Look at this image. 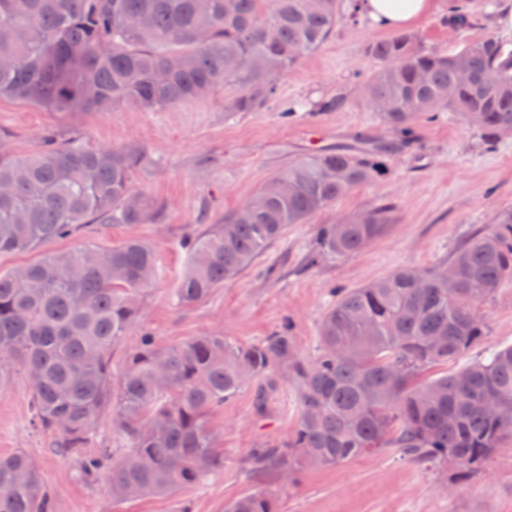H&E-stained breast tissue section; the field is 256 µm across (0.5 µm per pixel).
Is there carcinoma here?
<instances>
[{"label":"carcinoma","instance_id":"1","mask_svg":"<svg viewBox=\"0 0 512 512\" xmlns=\"http://www.w3.org/2000/svg\"><path fill=\"white\" fill-rule=\"evenodd\" d=\"M472 2L452 6L465 28ZM343 18L341 0H0V97L58 112L118 104L160 111L236 93L226 112H257L277 81L316 51ZM379 66L359 94L398 141L315 150L280 169L237 211L186 243L181 304L209 297L291 224H304L384 172L383 159L414 142L423 117L461 120L491 146L512 128V41L495 35L426 51L408 33L371 42ZM146 160L138 146L90 149L48 138L28 155L0 153V256L35 252L83 224H150L162 205L132 187ZM390 202L318 230L307 257L353 255L394 223ZM442 268H399L343 292L304 358L290 326L249 346L207 333L160 345L144 337L112 371V352L138 320L135 298L157 274L150 245L83 246L39 256L25 273H0V378L22 370L38 425L88 480L106 476L112 495L166 497L224 467L207 416L245 384L258 401L286 380L296 390L291 436L249 453L261 480L294 482L310 468L338 466L392 448L427 469L472 473L512 440V344L458 360L486 334L480 305L512 281V208L457 249ZM112 415L123 442L114 457L91 448L98 417ZM0 512H52L34 461L0 457ZM224 512H278L275 494H242Z\"/></svg>","mask_w":512,"mask_h":512}]
</instances>
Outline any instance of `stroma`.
Wrapping results in <instances>:
<instances>
[{"label":"stroma","instance_id":"obj_1","mask_svg":"<svg viewBox=\"0 0 512 512\" xmlns=\"http://www.w3.org/2000/svg\"><path fill=\"white\" fill-rule=\"evenodd\" d=\"M452 0H433L432 11L409 26L418 46L450 51L465 41L498 32L494 15L476 14L468 28L446 24ZM365 17L343 19L315 52L278 83L260 111L227 115L231 89L162 111L122 104L97 112H51L0 98V152H36L46 134L78 138L98 147L145 148L149 160L133 188L163 204L151 224H90L46 244L57 253L78 246L109 249L131 239L153 247L159 273L137 301L142 315L112 354L138 346L142 334L172 344L209 332L246 346L291 322L301 355L317 352L322 317L339 292L392 271L447 263L457 247L512 207V135L494 146L448 116L419 121L415 143L388 159L389 172L339 199L308 223L289 226L246 269L205 300L178 304L175 290L188 255L183 242L210 232L238 210L282 165L314 149L350 144L356 134L390 138V131L360 98L357 86L377 67L365 54L385 37ZM344 95L334 112L316 111L326 98ZM383 201L395 204V221L351 256L305 267L318 227L337 216ZM484 346L512 344V282L480 306ZM244 386L211 415L207 426L224 450V469L203 486L174 495L113 500L106 479L87 483L71 458L55 452L54 436L32 421V385L20 371L0 377V455L29 453L49 491L53 512H224L225 502L263 485L245 459L251 449L286 440L297 404L292 384L282 383L257 400ZM279 512H512V442H506L475 475L440 478L384 450L353 462L312 469L298 484L279 487Z\"/></svg>","mask_w":512,"mask_h":512}]
</instances>
